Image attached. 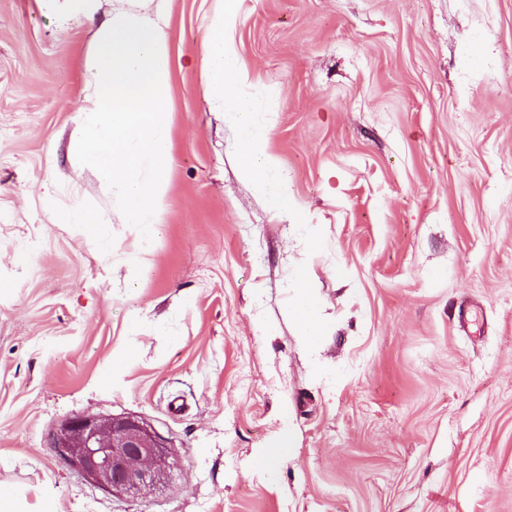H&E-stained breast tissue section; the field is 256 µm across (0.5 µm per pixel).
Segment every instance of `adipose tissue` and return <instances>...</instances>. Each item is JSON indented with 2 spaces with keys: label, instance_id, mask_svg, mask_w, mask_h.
I'll return each instance as SVG.
<instances>
[{
  "label": "adipose tissue",
  "instance_id": "ef3b65f1",
  "mask_svg": "<svg viewBox=\"0 0 512 512\" xmlns=\"http://www.w3.org/2000/svg\"><path fill=\"white\" fill-rule=\"evenodd\" d=\"M234 20L220 19L204 44L201 66L205 76V92L210 108L223 113L241 132L244 175L269 198L274 210L287 212L296 203L282 175L276 157L266 148L267 134L252 122V106L242 88L246 70L229 34ZM296 300L292 316L306 344H314L323 324L318 317L319 297L307 272L295 280Z\"/></svg>",
  "mask_w": 512,
  "mask_h": 512
}]
</instances>
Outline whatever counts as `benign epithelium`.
<instances>
[{
  "instance_id": "1",
  "label": "benign epithelium",
  "mask_w": 512,
  "mask_h": 512,
  "mask_svg": "<svg viewBox=\"0 0 512 512\" xmlns=\"http://www.w3.org/2000/svg\"><path fill=\"white\" fill-rule=\"evenodd\" d=\"M49 445L95 487L112 494L153 488L175 467L168 438L135 416L75 415L50 435Z\"/></svg>"
}]
</instances>
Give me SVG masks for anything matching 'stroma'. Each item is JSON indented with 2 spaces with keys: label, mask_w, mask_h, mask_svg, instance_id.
I'll return each mask as SVG.
<instances>
[{
  "label": "stroma",
  "mask_w": 512,
  "mask_h": 512,
  "mask_svg": "<svg viewBox=\"0 0 512 512\" xmlns=\"http://www.w3.org/2000/svg\"><path fill=\"white\" fill-rule=\"evenodd\" d=\"M168 7L173 162L144 243L75 162L93 33L136 0H0V485L22 512H512V0ZM223 16L298 214L206 101ZM76 414L149 423L170 481L94 487L48 446ZM296 300L292 316L297 323L301 336L307 345H313L323 324L319 320V297L308 272L303 269L295 280Z\"/></svg>",
  "instance_id": "obj_1"
}]
</instances>
